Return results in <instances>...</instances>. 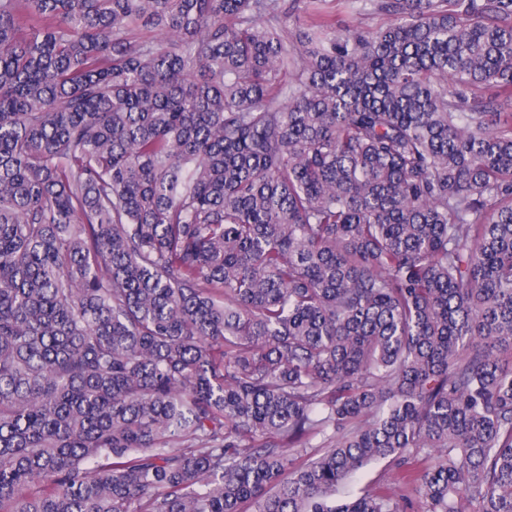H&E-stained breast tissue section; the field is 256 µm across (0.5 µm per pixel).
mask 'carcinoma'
Instances as JSON below:
<instances>
[{"label": "carcinoma", "instance_id": "carcinoma-1", "mask_svg": "<svg viewBox=\"0 0 512 512\" xmlns=\"http://www.w3.org/2000/svg\"><path fill=\"white\" fill-rule=\"evenodd\" d=\"M320 2L0 0V512H512V0ZM365 1L369 0H357V3L354 5V9H349L338 0H329L326 7L328 10H331L336 14V20L339 24L366 28L384 22V17L371 14L369 2ZM365 3H368V5H365ZM394 472L386 461L372 463L367 468L350 478L340 489V496H356L374 487L377 483L391 484Z\"/></svg>", "mask_w": 512, "mask_h": 512}]
</instances>
